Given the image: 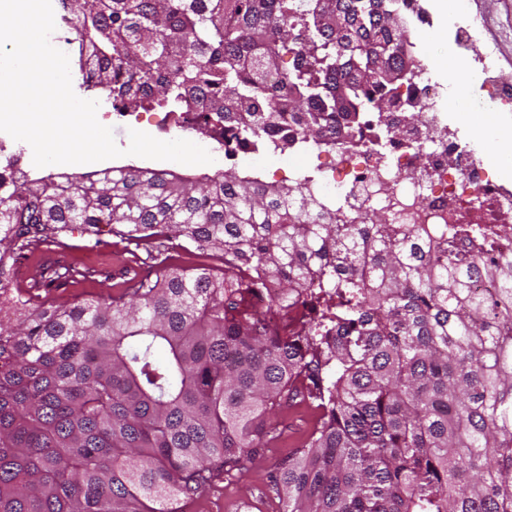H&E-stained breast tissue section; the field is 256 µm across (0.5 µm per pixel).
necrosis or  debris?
Instances as JSON below:
<instances>
[{"instance_id":"obj_1","label":"necrosis or debris","mask_w":512,"mask_h":512,"mask_svg":"<svg viewBox=\"0 0 512 512\" xmlns=\"http://www.w3.org/2000/svg\"><path fill=\"white\" fill-rule=\"evenodd\" d=\"M482 73L487 94L473 103V112L486 115L512 108V71L488 61ZM410 95L421 117L410 112L393 115L406 128V138L387 132L381 116L366 112L362 136L343 144L329 139L312 151L314 179H306L304 170L296 168H277V175L287 176L292 184L305 183L315 197L336 201L341 220L382 212L400 227L432 234L444 228L458 234L476 229L499 252L512 253V190L489 169L484 152L462 139L443 116V87L434 81L429 65H422L414 77ZM146 121L165 141L185 132L195 134L223 154L230 166L258 148L242 128L192 107L151 114L127 107L115 112L107 106L101 114L102 125L115 130ZM249 277L256 285L251 312L273 334L288 335L297 322L292 303L282 300L276 281L262 268L250 270Z\"/></svg>"}]
</instances>
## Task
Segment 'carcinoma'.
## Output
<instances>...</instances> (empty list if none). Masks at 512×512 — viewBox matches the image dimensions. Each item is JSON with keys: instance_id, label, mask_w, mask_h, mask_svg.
<instances>
[{"instance_id": "1", "label": "carcinoma", "mask_w": 512, "mask_h": 512, "mask_svg": "<svg viewBox=\"0 0 512 512\" xmlns=\"http://www.w3.org/2000/svg\"><path fill=\"white\" fill-rule=\"evenodd\" d=\"M402 0H83L98 84L154 78L167 107L219 87L224 119L284 150L288 87L305 140L388 112L421 66ZM14 252L74 229L183 238L224 271L171 266L116 295L0 306V512H180L315 412L272 485L285 512H512V256L422 241L380 214L346 224L297 185L234 171L123 166L48 175L0 195ZM263 267L304 321L287 336L243 309ZM87 274L43 269L39 288ZM488 279L494 293L475 295Z\"/></svg>"}]
</instances>
